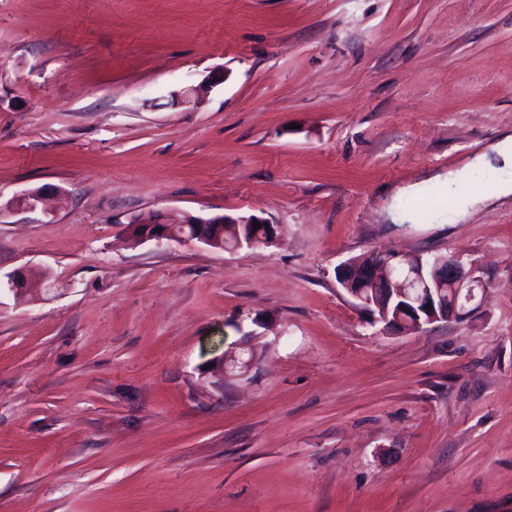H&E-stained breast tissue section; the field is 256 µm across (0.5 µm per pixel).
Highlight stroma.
Listing matches in <instances>:
<instances>
[{
    "instance_id": "stroma-1",
    "label": "stroma",
    "mask_w": 512,
    "mask_h": 512,
    "mask_svg": "<svg viewBox=\"0 0 512 512\" xmlns=\"http://www.w3.org/2000/svg\"><path fill=\"white\" fill-rule=\"evenodd\" d=\"M511 136L512 0H0V512H512ZM376 250L487 288L388 333ZM183 219L180 221L179 217L172 216L169 213L153 212L146 215L135 217L131 220L130 224H136L134 227L133 235L139 236V225L145 226L143 234L139 237V241H152L157 247H166L173 242H185V241H197L205 246L220 249V250H236L246 247H252L256 244H271L276 238V229L274 224H270L265 219L256 215H242V216H214V217H202L194 215H183ZM253 220L258 222L260 229H254ZM170 224H175L177 227L176 231H180L184 227L182 224H189L187 230L194 233L199 224H210L216 228L215 235L213 237H205L201 234L195 238L190 239L187 236L177 235L172 231ZM224 224L226 232L224 233ZM233 224L238 227H242L243 238L238 234V238L232 245L228 246L224 244L226 238H232L236 235V229H233ZM157 229H161V232H157ZM224 239V241H223Z\"/></svg>"
}]
</instances>
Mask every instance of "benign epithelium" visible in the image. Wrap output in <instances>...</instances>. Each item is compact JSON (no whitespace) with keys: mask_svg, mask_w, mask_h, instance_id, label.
Here are the masks:
<instances>
[{"mask_svg":"<svg viewBox=\"0 0 512 512\" xmlns=\"http://www.w3.org/2000/svg\"><path fill=\"white\" fill-rule=\"evenodd\" d=\"M41 196L37 191H29L16 200L12 208L26 212L37 210ZM210 224L216 228L215 235L205 237L197 235L195 241L220 250H236L244 246L271 244L276 238V229L265 219L256 215L202 217L185 215L178 218L169 213L153 212L138 216L131 223L144 226L139 237L141 241H152L158 247H166L173 242H185L189 237L177 235L171 225L178 224ZM259 229H254V224ZM234 224L242 228L243 236L237 238L232 245L224 244V225ZM400 261L406 265L412 263L414 282L421 285L417 293L411 292V283L397 281L392 278L389 263ZM337 274L347 286L348 294L356 305L368 312L373 320L383 324L387 332L420 331L426 325L449 319H460L467 313V305L476 297V291L484 288L482 281L475 275L474 269L466 266L460 258H451L424 267L419 255L403 254L396 251H375L368 259L361 262L346 261L338 266ZM25 274L18 271L8 277L9 291L16 299L27 296L24 288ZM383 296H398L407 302V306L390 314L389 305L381 304L377 292Z\"/></svg>","mask_w":512,"mask_h":512,"instance_id":"benign-epithelium-1","label":"benign epithelium"}]
</instances>
